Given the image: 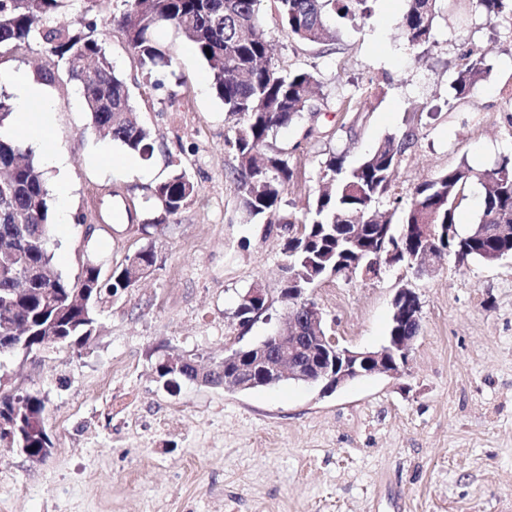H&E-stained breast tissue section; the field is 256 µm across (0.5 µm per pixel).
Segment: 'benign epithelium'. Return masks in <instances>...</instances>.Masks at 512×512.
<instances>
[{
    "label": "benign epithelium",
    "instance_id": "benign-epithelium-1",
    "mask_svg": "<svg viewBox=\"0 0 512 512\" xmlns=\"http://www.w3.org/2000/svg\"><path fill=\"white\" fill-rule=\"evenodd\" d=\"M413 228L425 244L414 268L428 272L440 262L439 253L431 244L453 230L445 224H415ZM291 294L280 326L247 349L225 350L224 359L217 363L206 367L194 364L197 377L193 382L202 384L214 372L222 371L221 384L231 392L246 391L260 384L276 385L285 379L316 385L323 391H336L364 376H397L408 362L415 337L396 334L373 350L343 347L322 328V312L309 298L308 289L295 288ZM267 298L266 289L254 284L240 297L236 317L249 310L255 316L262 314L269 305L261 307L259 303ZM392 307V319L420 322L421 304L412 289H398Z\"/></svg>",
    "mask_w": 512,
    "mask_h": 512
}]
</instances>
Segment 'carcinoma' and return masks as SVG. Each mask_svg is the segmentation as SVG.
Segmentation results:
<instances>
[{
	"label": "carcinoma",
	"mask_w": 512,
	"mask_h": 512,
	"mask_svg": "<svg viewBox=\"0 0 512 512\" xmlns=\"http://www.w3.org/2000/svg\"><path fill=\"white\" fill-rule=\"evenodd\" d=\"M126 8L112 16L125 35L129 50L136 56L142 74L151 79L172 59L153 40L151 32L171 26L190 41L205 62L212 89L233 120L229 144L235 152L232 177L241 193L243 211L266 224H284L295 230L286 242L287 274L315 282L330 271L365 279L379 276L384 261H361L352 254L336 256V229L343 217L362 213L363 228L357 239L375 237L381 224L393 223L394 214L376 215L375 206L389 193L400 157L414 139V132L384 137L360 161L346 167L345 156L332 153L323 162L322 186L308 202L306 215L281 210L282 195L294 177L287 156L269 146L278 129L291 124L304 112H319L313 103L316 76L307 70L282 73L272 63V45L263 28L260 13L265 0H123ZM375 0H273L281 27L288 37L310 46L334 44L332 22L367 19ZM63 0H0V54L12 53L33 43L44 45L64 62L68 77L77 82L89 114V126L125 151L149 159L155 140L146 126L137 122L135 106L124 79L115 70L103 41L98 36L102 19L86 10L67 24L56 21ZM488 21L512 15V0H472ZM437 0H407V8L397 29L415 49L433 38ZM452 83L453 100L469 102L478 83L487 74L484 56L467 50ZM0 241L12 240L18 247L13 256L0 254V337L15 327L25 336L26 351L47 347L56 336L62 344L83 347L92 332L84 325L90 317L98 327L94 307L83 309L72 302L79 289L94 286L99 300L116 296L131 287L130 269L156 267L151 246L127 255L104 277L100 264L90 259L82 274L71 280L54 271L51 249V215L48 183L39 171L30 150L0 136ZM473 168L462 162L414 188L403 207L401 223L456 225V210L466 185L475 176ZM479 176L483 187L479 215L470 231L440 241L445 249H462L466 256L488 261L487 254L497 249L512 254V240L491 236L495 224H512V161L505 159L496 168ZM196 192L194 182L181 168L151 188L152 197L165 216L179 213ZM46 270L54 288L42 292L32 284L26 295L18 293L17 277L25 267ZM16 412L5 419L0 433H12L23 441L30 456L47 457L52 447L44 416L45 398L37 393L18 391L0 397V408Z\"/></svg>",
	"instance_id": "1"
}]
</instances>
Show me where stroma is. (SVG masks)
Listing matches in <instances>:
<instances>
[{"mask_svg": "<svg viewBox=\"0 0 512 512\" xmlns=\"http://www.w3.org/2000/svg\"><path fill=\"white\" fill-rule=\"evenodd\" d=\"M93 7L157 150L127 168L122 147L92 134L77 83L48 89L51 144L70 157L78 217L54 225V264L74 279L91 256L107 273L150 243L157 268L106 303L88 346L0 356L1 385L46 397L53 443L42 461L0 447V512H512L511 257L450 255L428 274L394 265L374 280L328 276L314 285L328 333L355 349L380 346L397 289L415 291L421 328L400 375L332 393L289 381L249 392L188 382L164 389L154 373L159 349L206 364L279 325L285 238L277 225L246 219L231 174L232 123L190 42L170 27L155 31L172 65L153 89L111 22L122 0ZM403 7L376 0L371 18L337 22L324 53L289 39L263 8L273 63L314 72L322 105L270 141L296 173L282 209L304 214L330 153L353 165L410 128L416 138L395 186L405 200L461 161L479 173L512 158V23L487 21L470 0H439L434 41L416 50L395 30ZM468 48L485 55L489 71L474 105L449 112ZM52 60L38 44L1 59L0 95L14 74L34 76ZM175 164L196 194L167 218L151 189ZM132 211L159 227L131 228ZM256 283L271 306L243 328L235 311Z\"/></svg>", "mask_w": 512, "mask_h": 512, "instance_id": "obj_1", "label": "stroma"}]
</instances>
